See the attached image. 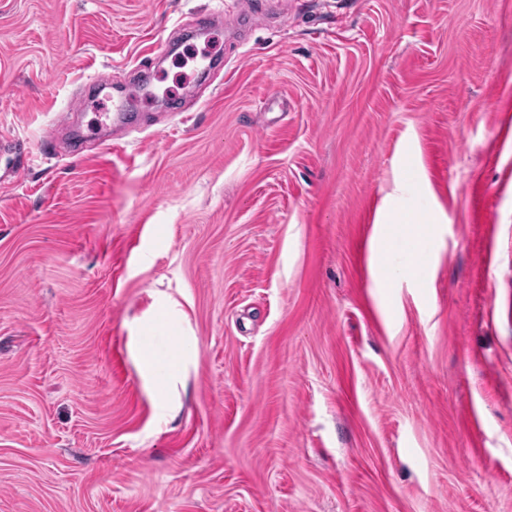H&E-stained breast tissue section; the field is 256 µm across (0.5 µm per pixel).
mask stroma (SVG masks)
I'll use <instances>...</instances> for the list:
<instances>
[{"label":"stroma","instance_id":"obj_1","mask_svg":"<svg viewBox=\"0 0 512 512\" xmlns=\"http://www.w3.org/2000/svg\"><path fill=\"white\" fill-rule=\"evenodd\" d=\"M236 2L0 0V512H512V0Z\"/></svg>","mask_w":512,"mask_h":512}]
</instances>
